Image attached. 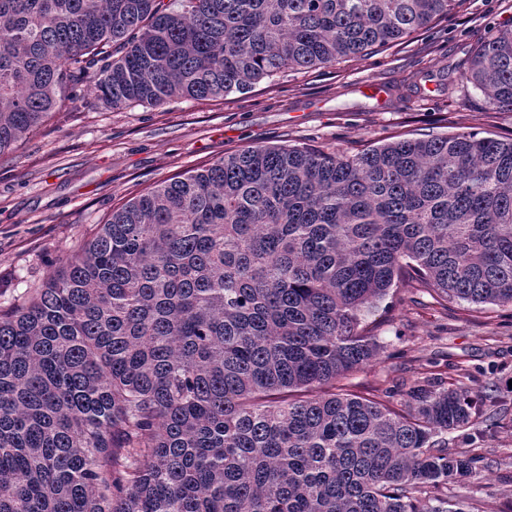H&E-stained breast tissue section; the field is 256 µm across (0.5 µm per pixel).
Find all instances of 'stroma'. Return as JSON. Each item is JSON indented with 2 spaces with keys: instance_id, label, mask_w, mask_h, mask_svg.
Listing matches in <instances>:
<instances>
[{
  "instance_id": "obj_1",
  "label": "stroma",
  "mask_w": 512,
  "mask_h": 512,
  "mask_svg": "<svg viewBox=\"0 0 512 512\" xmlns=\"http://www.w3.org/2000/svg\"><path fill=\"white\" fill-rule=\"evenodd\" d=\"M512 27V0H464L428 29L365 57L287 71L247 92L112 109L84 87L18 149L0 156V311L28 300L113 209L159 182L250 147L353 155L402 138L477 132L512 138V112L489 111L460 78L474 47ZM383 86L380 98L362 92ZM383 351L350 390L405 408L422 380L465 384L470 424L448 449L477 455L482 487L451 484L478 512H512V306L436 303L409 283L364 320Z\"/></svg>"
}]
</instances>
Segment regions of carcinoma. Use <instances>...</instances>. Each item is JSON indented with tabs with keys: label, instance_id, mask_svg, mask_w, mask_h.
<instances>
[{
	"label": "carcinoma",
	"instance_id": "obj_1",
	"mask_svg": "<svg viewBox=\"0 0 512 512\" xmlns=\"http://www.w3.org/2000/svg\"><path fill=\"white\" fill-rule=\"evenodd\" d=\"M459 0H0V155L76 88L114 109L364 57ZM462 78L512 111V28ZM512 305V140L254 147L129 200L0 313V512H465V386L338 382L397 282Z\"/></svg>",
	"mask_w": 512,
	"mask_h": 512
}]
</instances>
